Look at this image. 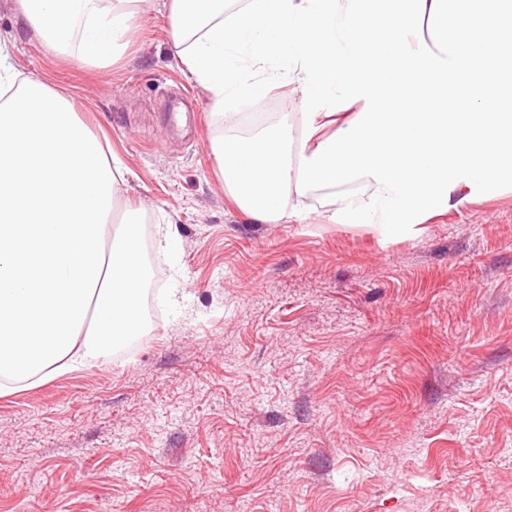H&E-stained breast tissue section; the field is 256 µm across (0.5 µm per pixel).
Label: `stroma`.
Here are the masks:
<instances>
[{"label": "stroma", "mask_w": 512, "mask_h": 512, "mask_svg": "<svg viewBox=\"0 0 512 512\" xmlns=\"http://www.w3.org/2000/svg\"><path fill=\"white\" fill-rule=\"evenodd\" d=\"M0 33L126 167L159 310L133 357L0 394V512H512V190L389 235L332 220L368 202L357 181L262 224L209 143L284 114L301 143L319 103L274 87L219 124L154 9L106 67L49 50L15 0Z\"/></svg>", "instance_id": "35a3bbf8"}]
</instances>
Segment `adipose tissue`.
<instances>
[{
    "mask_svg": "<svg viewBox=\"0 0 512 512\" xmlns=\"http://www.w3.org/2000/svg\"><path fill=\"white\" fill-rule=\"evenodd\" d=\"M151 0H16L52 51L114 63ZM163 0L186 76L216 116L262 90L246 63L290 59L306 98L360 104L294 150L287 119L212 140L234 204L263 224L305 216L317 187L365 181L379 228L512 189V0ZM121 160L71 98L0 44V392L98 361L144 326L142 209L113 218Z\"/></svg>",
    "mask_w": 512,
    "mask_h": 512,
    "instance_id": "adipose-tissue-1",
    "label": "adipose tissue"
}]
</instances>
